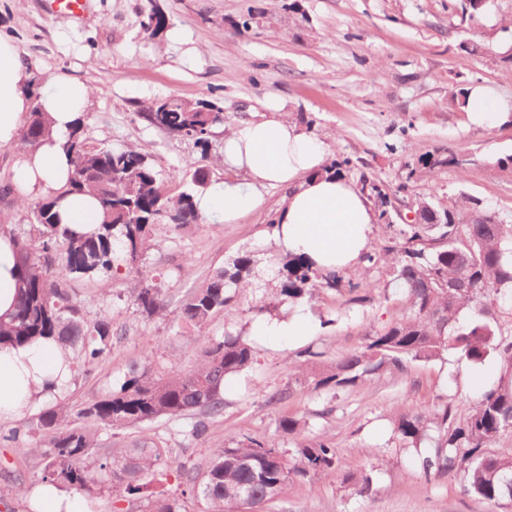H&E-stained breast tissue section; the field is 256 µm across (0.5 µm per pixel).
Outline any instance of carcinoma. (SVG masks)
Segmentation results:
<instances>
[{
	"label": "carcinoma",
	"mask_w": 512,
	"mask_h": 512,
	"mask_svg": "<svg viewBox=\"0 0 512 512\" xmlns=\"http://www.w3.org/2000/svg\"><path fill=\"white\" fill-rule=\"evenodd\" d=\"M487 0H454L448 8L461 9L473 18L484 13ZM146 34L158 35L167 25L165 13L153 5L143 14ZM32 107L20 134L25 148H34L50 134L40 93L31 90ZM160 110L140 112L149 126L193 144L192 184L178 193L182 172L166 178L156 171L151 155L140 148L95 146L78 122L64 144L69 158L67 183L32 207L37 241L16 234L19 296L14 311L0 318V352L51 338L64 353L90 368L112 350V320L102 314L87 320L69 292L68 280L110 275L121 267L132 274L131 294L149 317L174 319L197 332L219 313L236 314L239 297L252 287L255 260L250 254L235 257L205 278L171 313L162 286L163 274L138 266L147 243L158 233L178 234L198 224L202 216L195 197L206 187V162L211 157L215 130L225 124L224 109L208 100L188 105L174 96L159 98ZM70 194L95 199L100 220L95 230L79 233L62 224L60 202ZM423 223L394 229L382 252L365 253L367 268L381 266L402 288L403 307L388 323L367 332L360 345L327 364L320 353L304 352L290 371L299 389L339 401L354 387L381 373L407 377L420 363L454 354L481 362L495 355L503 372L497 384L480 398L462 405L439 397L431 407H397L392 411L393 435L403 445L431 444L421 457L425 476H452L464 492L494 504L512 503V448L499 447L502 436L512 435V319L503 303L512 299V224L475 203L467 212L457 206L419 204ZM280 281L266 289L254 310L269 313L285 302L300 303L319 290L338 291L343 276L324 273L301 256H289ZM456 283L458 287L448 288ZM145 361L130 366L112 391L89 403L57 404L43 410L30 423L25 437L19 432L0 434L23 460L44 463L41 479L58 488L91 493L107 489L112 499L129 503L147 501L146 512H182L171 497L149 491L147 478L168 469L189 483L200 512H260L283 498L292 483L311 481L336 472V443L324 434L303 437L307 419L281 416L275 431L295 437L284 449L274 441L246 436L232 446L216 445L200 469H187L177 449L164 435H143L130 446L114 448L110 439L127 429H142L159 419L188 422L189 434L202 438L224 412V380L256 364V352L241 334L226 332L201 344L195 361L168 371ZM348 490L368 492L369 474L343 479Z\"/></svg>",
	"instance_id": "obj_1"
}]
</instances>
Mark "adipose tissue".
Masks as SVG:
<instances>
[{
  "label": "adipose tissue",
  "instance_id": "adipose-tissue-1",
  "mask_svg": "<svg viewBox=\"0 0 512 512\" xmlns=\"http://www.w3.org/2000/svg\"><path fill=\"white\" fill-rule=\"evenodd\" d=\"M33 72L17 44L0 36V147L13 146L31 109L28 88ZM90 87L71 74L53 75L40 103L51 122V135L35 150L17 149L14 168L24 195L47 197L68 179L63 144L84 112ZM466 116L474 126L493 125L512 112V103L493 89L476 86L466 97ZM326 148L284 116L260 117L233 125L224 136V162L243 171L249 188L224 184L197 200L200 213H219L225 223L258 205V190L285 189L276 217L282 252L305 256L320 269L352 268L366 250L375 214L352 183L326 172ZM16 246L0 231V316H8L17 295ZM71 377L63 352L51 339L0 353V418H18L44 399L62 394Z\"/></svg>",
  "mask_w": 512,
  "mask_h": 512
}]
</instances>
